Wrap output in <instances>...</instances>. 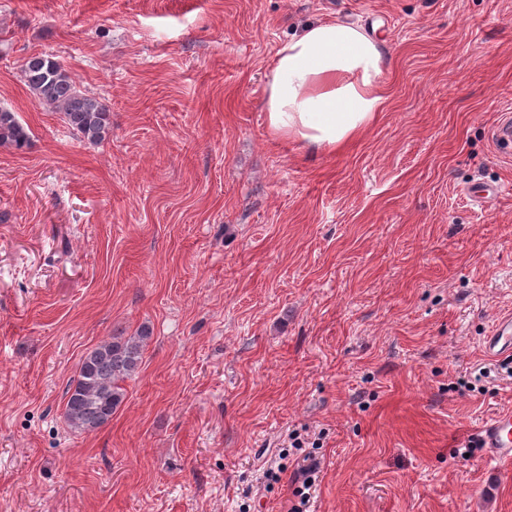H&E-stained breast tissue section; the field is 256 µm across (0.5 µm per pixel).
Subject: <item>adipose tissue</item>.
Segmentation results:
<instances>
[{
  "mask_svg": "<svg viewBox=\"0 0 512 512\" xmlns=\"http://www.w3.org/2000/svg\"><path fill=\"white\" fill-rule=\"evenodd\" d=\"M387 57L378 40L343 21L317 22L281 44L264 89L266 128L277 140L333 153L382 111Z\"/></svg>",
  "mask_w": 512,
  "mask_h": 512,
  "instance_id": "adipose-tissue-1",
  "label": "adipose tissue"
}]
</instances>
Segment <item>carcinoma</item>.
<instances>
[{
	"mask_svg": "<svg viewBox=\"0 0 512 512\" xmlns=\"http://www.w3.org/2000/svg\"><path fill=\"white\" fill-rule=\"evenodd\" d=\"M21 77L34 101L61 113L81 138L91 143L105 140L110 128L107 105L82 92L53 55L26 57ZM28 141V130L15 113L0 108V145L22 148ZM150 338L149 327L141 326L130 336H113L86 353L66 392L64 417L71 430L93 433L112 420L126 397L123 382L138 373Z\"/></svg>",
	"mask_w": 512,
	"mask_h": 512,
	"instance_id": "cac0c4a2",
	"label": "carcinoma"
}]
</instances>
